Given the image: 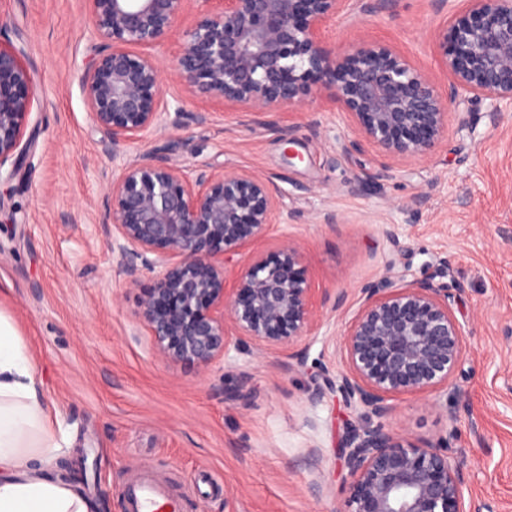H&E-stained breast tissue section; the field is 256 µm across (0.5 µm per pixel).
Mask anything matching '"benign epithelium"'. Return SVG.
Masks as SVG:
<instances>
[{
  "label": "benign epithelium",
  "instance_id": "1",
  "mask_svg": "<svg viewBox=\"0 0 512 512\" xmlns=\"http://www.w3.org/2000/svg\"><path fill=\"white\" fill-rule=\"evenodd\" d=\"M218 1L220 5L211 6ZM92 34L102 41L81 79L94 123L120 146L167 125L156 58L131 48L183 38L175 78L191 96L272 112L327 93L344 113L357 148L389 159L425 158L448 133V115L469 125L466 103L512 108V0H434L448 17L431 33L448 94L411 60L382 43L337 48L322 33L350 0H199L203 16L178 29L188 0H88ZM360 12L393 11L398 0H356ZM24 47L0 41V181L20 171L36 94ZM119 264L129 283L156 272L140 316L157 355L207 366L244 336L258 348L289 344L315 324L301 251L285 245L255 254L225 288L226 260L262 237L281 215L269 184L245 170L174 164L153 154L128 161L108 186ZM467 351L448 285L385 276L361 288L344 334L345 368L323 379L315 398L337 391L375 426L352 425L341 457L348 495L337 512H476L466 501L446 444L415 445L387 432L390 400L448 387Z\"/></svg>",
  "mask_w": 512,
  "mask_h": 512
}]
</instances>
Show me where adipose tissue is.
<instances>
[{
  "instance_id": "obj_1",
  "label": "adipose tissue",
  "mask_w": 512,
  "mask_h": 512,
  "mask_svg": "<svg viewBox=\"0 0 512 512\" xmlns=\"http://www.w3.org/2000/svg\"><path fill=\"white\" fill-rule=\"evenodd\" d=\"M66 446L38 401L23 341L0 314V512H90L72 483L50 474Z\"/></svg>"
}]
</instances>
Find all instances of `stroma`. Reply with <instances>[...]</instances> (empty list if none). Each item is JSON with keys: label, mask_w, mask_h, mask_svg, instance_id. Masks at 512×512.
<instances>
[{"label": "stroma", "mask_w": 512, "mask_h": 512, "mask_svg": "<svg viewBox=\"0 0 512 512\" xmlns=\"http://www.w3.org/2000/svg\"><path fill=\"white\" fill-rule=\"evenodd\" d=\"M443 20L432 0H399L377 16L349 0L325 44H388L444 92L429 36ZM90 26L87 0H0V37L24 46L39 100L34 150L0 204V314L27 348L40 401L85 452L75 486L94 512H124V484L142 469L186 491L189 512H336L348 495L339 447L357 413L340 394L313 392L343 368L361 288L386 275L446 283L467 352L447 391L394 397L385 430L447 441L466 498L512 512V112L475 105L469 128L449 117L428 159L387 162L371 145L350 149L347 121L325 97L265 114L191 97L170 69L179 39L151 47L171 121L122 155L267 180L296 218L251 249L300 248L315 315L287 345L245 339L208 366L168 363L140 319L153 274L126 283L112 253V147L80 80L96 54Z\"/></svg>", "instance_id": "35a3bbf8"}]
</instances>
